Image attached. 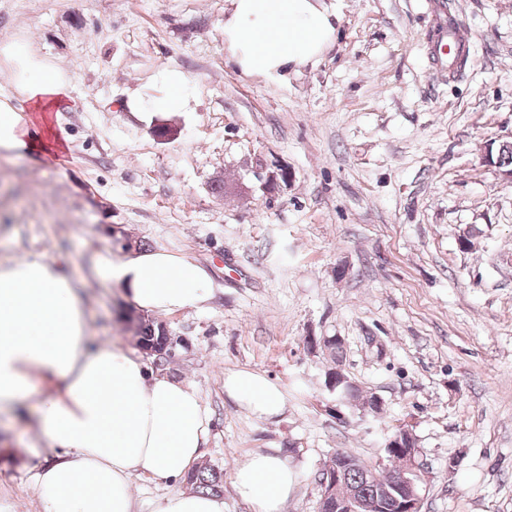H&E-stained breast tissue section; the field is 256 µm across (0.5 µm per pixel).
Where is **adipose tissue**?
Returning <instances> with one entry per match:
<instances>
[{
    "instance_id": "adipose-tissue-1",
    "label": "adipose tissue",
    "mask_w": 512,
    "mask_h": 512,
    "mask_svg": "<svg viewBox=\"0 0 512 512\" xmlns=\"http://www.w3.org/2000/svg\"><path fill=\"white\" fill-rule=\"evenodd\" d=\"M230 3L224 44L248 75L305 65L336 37L338 17L319 0ZM24 91L39 112L72 97L70 83L49 66L32 70ZM98 271L120 282L138 309L158 314L201 306L213 291L203 266L164 251L109 260ZM224 390L261 419L284 409L281 388L261 373H230ZM19 405L29 407L35 437L51 446L34 467L38 512H135V478L183 480L207 442L197 388L94 344L79 285L42 258L0 263V410ZM297 479L287 458L254 451L237 465L232 485L253 512H282ZM157 512H224V500L178 488Z\"/></svg>"
}]
</instances>
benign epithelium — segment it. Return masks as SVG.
I'll use <instances>...</instances> for the list:
<instances>
[{
  "instance_id": "benign-epithelium-1",
  "label": "benign epithelium",
  "mask_w": 512,
  "mask_h": 512,
  "mask_svg": "<svg viewBox=\"0 0 512 512\" xmlns=\"http://www.w3.org/2000/svg\"><path fill=\"white\" fill-rule=\"evenodd\" d=\"M415 439L412 430L401 427L392 438L386 453L399 457L401 468L392 485L383 488L372 498L357 492L340 493L343 472L341 467L327 472L322 480L321 499L333 503L336 512H423L421 468L417 461L418 448L410 446Z\"/></svg>"
}]
</instances>
